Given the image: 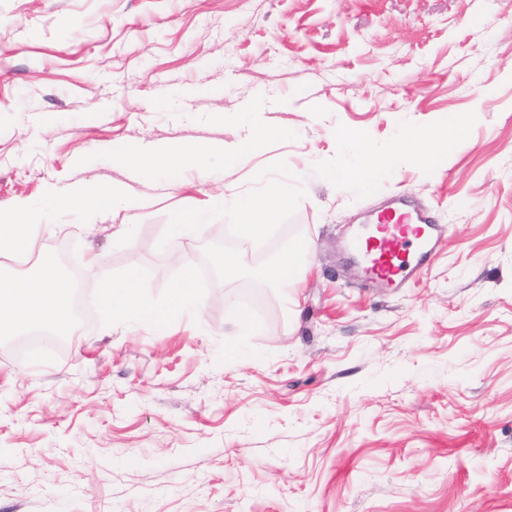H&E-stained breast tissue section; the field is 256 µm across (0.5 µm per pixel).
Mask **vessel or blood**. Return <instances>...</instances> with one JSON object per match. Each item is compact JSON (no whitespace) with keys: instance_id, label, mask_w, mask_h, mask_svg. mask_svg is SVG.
I'll list each match as a JSON object with an SVG mask.
<instances>
[{"instance_id":"1","label":"vessel or blood","mask_w":512,"mask_h":512,"mask_svg":"<svg viewBox=\"0 0 512 512\" xmlns=\"http://www.w3.org/2000/svg\"><path fill=\"white\" fill-rule=\"evenodd\" d=\"M370 235L354 247L363 257L362 278L376 288H403L417 282L438 244L430 211L391 199L372 219Z\"/></svg>"}]
</instances>
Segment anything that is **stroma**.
I'll return each mask as SVG.
<instances>
[{
	"instance_id": "1",
	"label": "stroma",
	"mask_w": 512,
	"mask_h": 512,
	"mask_svg": "<svg viewBox=\"0 0 512 512\" xmlns=\"http://www.w3.org/2000/svg\"><path fill=\"white\" fill-rule=\"evenodd\" d=\"M255 95L290 134L221 180ZM0 103V208L44 211L32 253L78 275L86 309L62 347L0 337V512H512V0H0ZM452 113L470 127L451 157L337 183ZM132 142L210 144L217 178L160 171L172 194L80 227L52 188L122 181ZM273 179L292 202L254 243L221 209L168 235L173 209ZM394 195L442 233L390 293L346 244ZM215 233L258 264L314 250L275 287L205 274ZM180 253L197 299L177 304ZM131 270L164 326L109 318ZM231 306L254 331L229 335Z\"/></svg>"
}]
</instances>
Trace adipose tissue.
Wrapping results in <instances>:
<instances>
[{
    "mask_svg": "<svg viewBox=\"0 0 512 512\" xmlns=\"http://www.w3.org/2000/svg\"><path fill=\"white\" fill-rule=\"evenodd\" d=\"M244 130L235 148L224 156L225 177L235 175L243 160L254 155L260 143L280 135L278 128L264 126L252 115L247 117ZM466 132V119L458 114H449L435 131L415 130L397 137L391 142L387 154L376 158L374 164L387 169L395 158L401 156L424 164L434 162L452 153ZM201 153L198 146H156L148 149L133 142L113 148L112 164L117 168L134 169L141 180L151 182L157 168L197 166ZM62 201L78 212L82 224L93 225L110 213L145 208L151 199L131 193L120 185L84 182L71 185ZM287 205V197L274 185L260 194L237 197L233 208L239 237L245 241L259 238ZM40 221V213L23 204L1 209L0 257L30 252L35 244L33 229L39 226ZM70 301L71 291L61 282L51 263H43L33 276H0V335L12 336L38 324L49 325L59 335H70L74 327ZM107 308L111 317L131 315L149 326L165 323L168 319L166 310L155 307L145 298L138 278L132 272L112 282L108 289Z\"/></svg>",
    "mask_w": 512,
    "mask_h": 512,
    "instance_id": "ef3b65f1",
    "label": "adipose tissue"
}]
</instances>
